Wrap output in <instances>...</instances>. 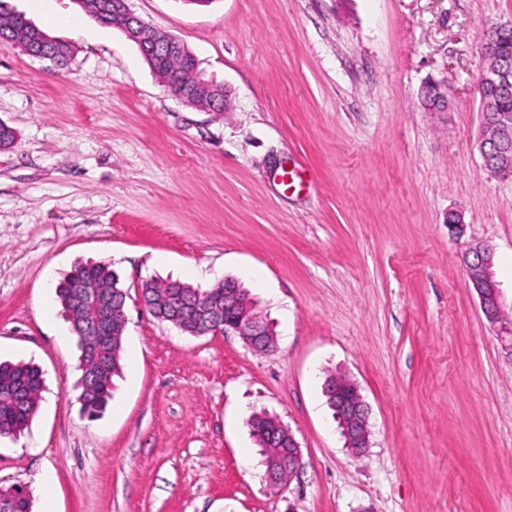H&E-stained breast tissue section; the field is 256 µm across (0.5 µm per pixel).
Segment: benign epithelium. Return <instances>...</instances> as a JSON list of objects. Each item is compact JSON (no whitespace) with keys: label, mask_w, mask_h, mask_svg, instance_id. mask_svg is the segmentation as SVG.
Listing matches in <instances>:
<instances>
[{"label":"benign epithelium","mask_w":512,"mask_h":512,"mask_svg":"<svg viewBox=\"0 0 512 512\" xmlns=\"http://www.w3.org/2000/svg\"><path fill=\"white\" fill-rule=\"evenodd\" d=\"M116 6L128 11V16L137 25L138 39L149 40L153 29L141 18L129 11L127 0H116ZM480 48L488 61L491 76L488 84L501 90L512 89V75L496 65L498 56V33L485 30L480 36ZM421 104L427 112H446L450 109L446 84L435 79L422 86ZM512 151V135L497 122L490 119L487 112H480V140L478 152L484 167L491 175L500 180L512 181V166L500 161V158ZM464 269L468 280L478 294L481 309L488 322L497 327L502 335L512 334V324L504 319L501 303V291L493 272V254L490 248L473 249L464 258ZM117 295L100 293L89 298L83 287L75 293V310H82L89 302H94L96 317L91 328L97 334L102 333L109 324L119 323L126 326V314L115 305ZM170 306L179 309L190 306L198 324L214 331L232 333L239 336L252 350L267 353L277 348V339L273 331L256 311L255 304L240 297L237 293H224V307L220 308L207 302L201 294H196L187 302L175 296L169 299ZM353 398H343L336 402V416L347 446L356 453H362L369 447V411L362 399L359 387L349 382ZM272 442L284 449V453L267 464L266 481L273 489L283 486L281 472H288V478L297 476L301 468L302 453L293 433L281 421H276Z\"/></svg>","instance_id":"1"}]
</instances>
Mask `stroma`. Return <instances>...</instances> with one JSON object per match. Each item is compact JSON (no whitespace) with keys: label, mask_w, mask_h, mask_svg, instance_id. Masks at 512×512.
I'll return each instance as SVG.
<instances>
[{"label":"stroma","mask_w":512,"mask_h":512,"mask_svg":"<svg viewBox=\"0 0 512 512\" xmlns=\"http://www.w3.org/2000/svg\"><path fill=\"white\" fill-rule=\"evenodd\" d=\"M72 47L65 68L0 47V360L46 389L0 440L32 512H512V355L463 257L488 245L512 315V182L475 148L480 33L512 0H129L180 39L231 109L173 97L138 46L75 0H10ZM445 81L449 112L418 92ZM295 171V186L283 174ZM464 225L448 224L449 213ZM78 262L128 291L123 372L88 419L56 298ZM247 288L277 349L155 319L141 285ZM350 376L370 446L323 394ZM302 451L270 488L247 419ZM349 385L354 396L336 402V416L347 446L355 454H361L369 447V411L357 384L349 380Z\"/></svg>","instance_id":"stroma-1"}]
</instances>
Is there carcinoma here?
Segmentation results:
<instances>
[{"instance_id": "obj_1", "label": "carcinoma", "mask_w": 512, "mask_h": 512, "mask_svg": "<svg viewBox=\"0 0 512 512\" xmlns=\"http://www.w3.org/2000/svg\"><path fill=\"white\" fill-rule=\"evenodd\" d=\"M81 8L90 16L105 24L126 27V20L121 14L112 13V0H77ZM164 36L156 35V42L139 46L140 51L151 67L155 76L163 80H171L176 90L195 93V103L211 112H222L224 106V88L216 83L208 86L197 85V77L201 73L197 69L195 58L181 52H166L161 44ZM20 47L26 54H39V45L29 40V23L12 9L7 0H0V47ZM46 47L51 49V60L59 67L68 63L71 56L70 45L54 38H47ZM486 110L497 116L506 118L512 124V92L506 95L491 93ZM82 282L91 293L106 286L108 290L119 295L120 304H125L126 291L119 275L106 263H78L56 285V296L64 311L71 310L72 286ZM192 289V286L179 281L151 282L142 289L143 294L151 303L166 294H179ZM153 317L167 322L174 327L191 334H203L189 309H184L180 316L169 317V313H155ZM74 335L78 338L81 358V394L80 401L83 413L91 420L100 418L111 398L112 379L122 368L123 340L122 336H92L84 331V319L76 318L70 322ZM44 387L42 370L31 363H0V438H14L28 425L38 410L41 393ZM24 390L25 399L19 403L12 399L14 391ZM271 424L262 422L254 432L255 440L264 451V459L268 460L279 452L277 448L265 446V436L269 434ZM31 503L28 492L14 486L0 488V512H30Z\"/></svg>"}]
</instances>
